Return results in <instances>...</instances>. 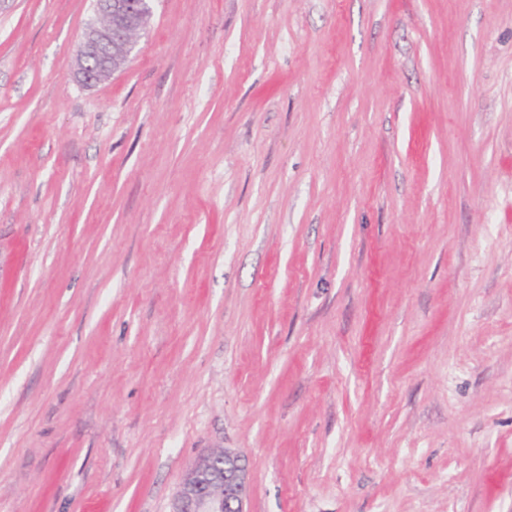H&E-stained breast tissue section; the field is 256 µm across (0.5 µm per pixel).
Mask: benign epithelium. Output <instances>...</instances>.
<instances>
[{"label":"benign epithelium","mask_w":512,"mask_h":512,"mask_svg":"<svg viewBox=\"0 0 512 512\" xmlns=\"http://www.w3.org/2000/svg\"><path fill=\"white\" fill-rule=\"evenodd\" d=\"M153 0H96L94 21L82 35L77 76L95 86L125 65L134 52ZM246 467L227 450L200 455L182 475L170 512H246Z\"/></svg>","instance_id":"7a95c632"}]
</instances>
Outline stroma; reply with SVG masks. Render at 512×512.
Listing matches in <instances>:
<instances>
[{
    "label": "stroma",
    "instance_id": "stroma-1",
    "mask_svg": "<svg viewBox=\"0 0 512 512\" xmlns=\"http://www.w3.org/2000/svg\"><path fill=\"white\" fill-rule=\"evenodd\" d=\"M0 0V512H512V0ZM153 1L96 0V18L83 33L77 55V76L84 86H96L129 61ZM246 467L227 450L201 454L182 475L170 512H246Z\"/></svg>",
    "mask_w": 512,
    "mask_h": 512
}]
</instances>
